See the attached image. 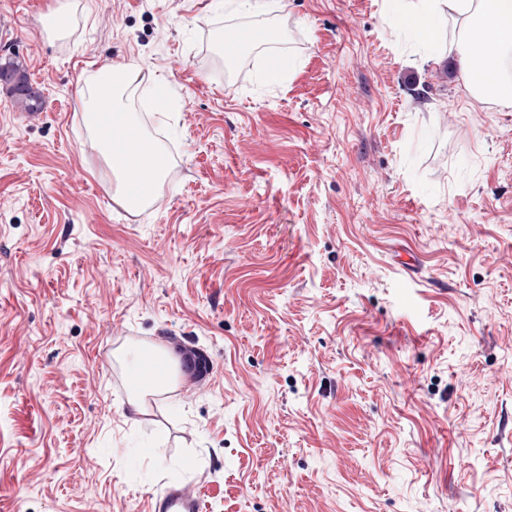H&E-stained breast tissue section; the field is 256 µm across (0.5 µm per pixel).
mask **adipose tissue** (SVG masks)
Masks as SVG:
<instances>
[{
    "label": "adipose tissue",
    "mask_w": 512,
    "mask_h": 512,
    "mask_svg": "<svg viewBox=\"0 0 512 512\" xmlns=\"http://www.w3.org/2000/svg\"><path fill=\"white\" fill-rule=\"evenodd\" d=\"M401 30L421 44L433 42L442 26H451L453 37L448 53L458 61L461 77L475 101L494 95L503 104L512 103V79L504 77L501 62L512 53V0H389ZM123 82L113 83L107 98L88 95L86 111L96 118L109 110L113 127L135 131L128 98L138 78L135 67H124ZM99 150L112 170L117 192L127 208L140 209L150 202L147 193L130 189L128 172L137 165L150 171L151 186L164 179L167 160L163 152L146 138H138L134 151L117 152L105 131H98Z\"/></svg>",
    "instance_id": "1"
}]
</instances>
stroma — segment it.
<instances>
[{
    "instance_id": "obj_1",
    "label": "stroma",
    "mask_w": 512,
    "mask_h": 512,
    "mask_svg": "<svg viewBox=\"0 0 512 512\" xmlns=\"http://www.w3.org/2000/svg\"><path fill=\"white\" fill-rule=\"evenodd\" d=\"M242 23L285 39L231 70ZM447 45L383 0H0L44 99L0 84V512H512V109ZM112 63L168 160L138 212L80 94ZM157 346L180 382L137 415L119 352ZM152 512H201V502L186 488L165 487L151 498Z\"/></svg>"
}]
</instances>
